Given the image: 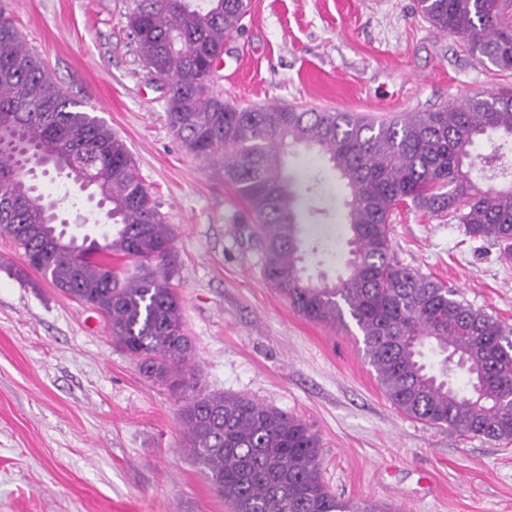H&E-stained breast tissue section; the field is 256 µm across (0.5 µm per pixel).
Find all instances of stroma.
<instances>
[{
  "label": "stroma",
  "mask_w": 512,
  "mask_h": 512,
  "mask_svg": "<svg viewBox=\"0 0 512 512\" xmlns=\"http://www.w3.org/2000/svg\"><path fill=\"white\" fill-rule=\"evenodd\" d=\"M64 94L129 148L174 231L191 367L203 392L252 398L302 419L322 444V478L380 512H512V442L428 425L398 411L364 357L354 320L304 319L264 279L248 207L219 166L165 120L163 91L126 26L130 0H5ZM215 88L229 103L300 105L376 120L512 89V70L431 26L416 0H250L224 41ZM300 183L342 210L345 189L306 152ZM60 220L101 238L82 195ZM398 262L451 285L512 329V257L463 225L410 208L393 216ZM182 403L112 345L105 320L28 270L0 234V512H231L183 446Z\"/></svg>",
  "instance_id": "1"
}]
</instances>
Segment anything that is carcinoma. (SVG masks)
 Listing matches in <instances>:
<instances>
[{
    "label": "carcinoma",
    "instance_id": "1",
    "mask_svg": "<svg viewBox=\"0 0 512 512\" xmlns=\"http://www.w3.org/2000/svg\"><path fill=\"white\" fill-rule=\"evenodd\" d=\"M512 0H418L422 17L466 40L471 53L512 70ZM247 0H131L127 27L164 89L166 120L196 156L217 159L249 207L265 280L305 319L334 326L350 316L364 355L401 413L492 441L512 440V340L493 315L398 263L390 224L407 205L465 225L512 255V168L471 177L473 150L489 133L494 155L512 150V94L475 97L454 110L375 121L293 106L238 108L214 88L212 61L238 31ZM52 159L78 190L92 187L111 230L103 241L45 250L56 203L36 193L15 142ZM320 155L348 190L343 220L350 258L334 280L305 275L300 194L286 151ZM26 264L110 325L112 345L141 373L178 393L185 447L232 512H373L336 498L321 477L319 437L301 419L254 399L204 394L190 367L194 345L171 285L174 233L112 129L65 95L41 55L0 4V234ZM464 384L455 385L457 377Z\"/></svg>",
    "mask_w": 512,
    "mask_h": 512
}]
</instances>
